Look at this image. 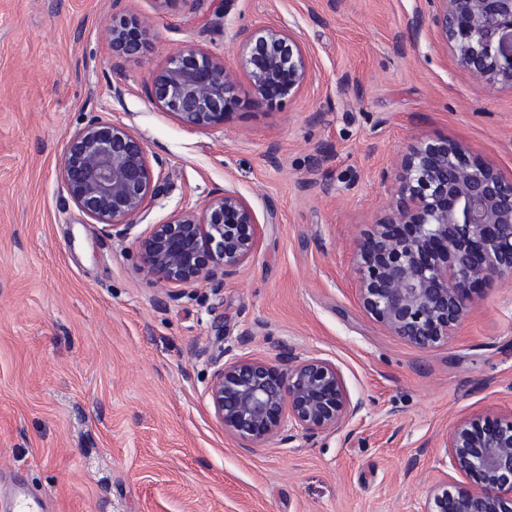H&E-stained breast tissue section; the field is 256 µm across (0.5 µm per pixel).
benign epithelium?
I'll list each match as a JSON object with an SVG mask.
<instances>
[{
	"instance_id": "obj_1",
	"label": "benign epithelium",
	"mask_w": 512,
	"mask_h": 512,
	"mask_svg": "<svg viewBox=\"0 0 512 512\" xmlns=\"http://www.w3.org/2000/svg\"><path fill=\"white\" fill-rule=\"evenodd\" d=\"M427 18L457 67L479 87L512 89V0H426ZM149 21L112 20L118 55L137 54ZM242 70L254 105L296 96L311 70L306 49L284 25L243 34ZM151 100L182 125L218 130L238 101L237 74L194 46L170 55L152 75ZM61 180L68 197L104 233L123 238L163 195L164 162L127 127L90 117L66 139ZM260 222L251 204L226 189L152 224L139 245V273L173 301L203 286L215 297L254 258ZM360 307L419 348L449 341L483 288L512 284V175L446 137H419L400 153L380 217L355 241ZM220 346L205 395L224 434L249 450L335 432L364 408L336 364L285 347L271 361L246 352L255 333ZM444 464L465 481L432 485L422 512H512V410L458 419Z\"/></svg>"
}]
</instances>
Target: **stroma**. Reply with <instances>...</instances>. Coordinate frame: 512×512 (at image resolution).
Listing matches in <instances>:
<instances>
[{
    "mask_svg": "<svg viewBox=\"0 0 512 512\" xmlns=\"http://www.w3.org/2000/svg\"><path fill=\"white\" fill-rule=\"evenodd\" d=\"M424 0H0V512L24 485L48 512H419L453 422L512 410V287L487 285L443 345L367 316L354 241L390 194L382 171L414 137L461 143L512 174V90L479 88L423 21ZM151 24L116 55L115 18ZM287 25L311 80L273 107L247 79L220 130L182 126L149 96L192 45L238 66L244 30ZM322 120H312V113ZM97 115L142 136L170 186L126 239L87 223L60 180L68 134ZM236 191L257 252L211 308L161 305L137 271L148 225ZM256 335L329 359L364 410L342 429L238 448L204 395L214 351Z\"/></svg>",
    "mask_w": 512,
    "mask_h": 512,
    "instance_id": "obj_1",
    "label": "stroma"
}]
</instances>
